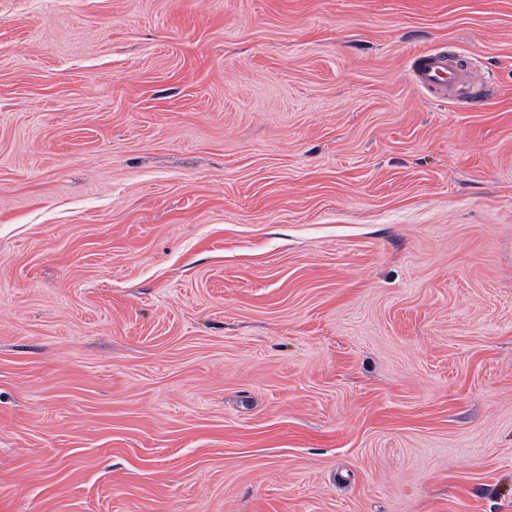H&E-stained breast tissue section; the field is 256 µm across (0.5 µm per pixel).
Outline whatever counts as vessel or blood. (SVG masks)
Masks as SVG:
<instances>
[{
	"label": "vessel or blood",
	"instance_id": "vessel-or-blood-1",
	"mask_svg": "<svg viewBox=\"0 0 512 512\" xmlns=\"http://www.w3.org/2000/svg\"><path fill=\"white\" fill-rule=\"evenodd\" d=\"M408 75L420 90L443 100L458 96L470 81L468 72L454 58L438 51L415 55Z\"/></svg>",
	"mask_w": 512,
	"mask_h": 512
}]
</instances>
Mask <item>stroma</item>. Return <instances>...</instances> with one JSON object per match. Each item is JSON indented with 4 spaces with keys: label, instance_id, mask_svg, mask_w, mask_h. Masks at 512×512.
Returning <instances> with one entry per match:
<instances>
[{
    "label": "stroma",
    "instance_id": "obj_1",
    "mask_svg": "<svg viewBox=\"0 0 512 512\" xmlns=\"http://www.w3.org/2000/svg\"><path fill=\"white\" fill-rule=\"evenodd\" d=\"M0 512H512V0H0ZM408 75L420 90L443 100L458 96L470 82L469 73L454 58L438 51L415 55Z\"/></svg>",
    "mask_w": 512,
    "mask_h": 512
}]
</instances>
